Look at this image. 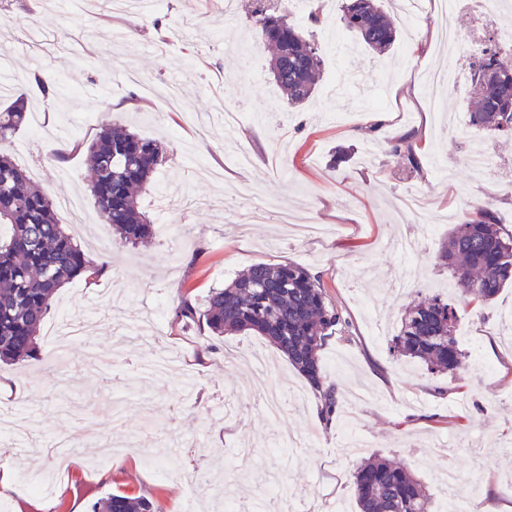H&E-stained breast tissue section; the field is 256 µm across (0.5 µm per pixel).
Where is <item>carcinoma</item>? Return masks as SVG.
<instances>
[{
  "instance_id": "cac0c4a2",
  "label": "carcinoma",
  "mask_w": 512,
  "mask_h": 512,
  "mask_svg": "<svg viewBox=\"0 0 512 512\" xmlns=\"http://www.w3.org/2000/svg\"><path fill=\"white\" fill-rule=\"evenodd\" d=\"M270 0H251V15L261 41L272 51L270 72L291 105L313 94L321 76L318 48L288 15L269 6ZM341 20L360 43L377 54L393 46L397 27L381 0H343ZM479 66V83H470L469 126L512 134V59L500 56L496 44L484 45L471 66ZM41 95L57 94L52 74L34 75ZM14 100L0 106V363L16 364L37 353L44 319L57 292L82 277L90 284L109 269L95 263L58 223L54 200L35 184L5 145L28 120L24 93L12 90ZM393 150L409 170L419 169L413 137L404 135ZM163 163V146L129 130L121 121L106 124L86 147L92 175L90 193L105 224L121 242L138 246L154 235V224L141 207V197L155 181ZM467 303H486L512 284V234L503 231L491 211L472 207L448 236L440 255ZM454 301L434 294L422 297L398 321L391 351L426 364L431 372L461 368L463 354L455 336ZM186 324L200 319L212 335L253 333L287 356L320 399L325 424L336 418L340 393L325 381L320 350L326 337L343 331L348 322L328 301L320 277L295 264L259 262L227 285L214 288L199 306L183 297L175 308ZM357 512H436L433 494L403 465L381 456L360 462L352 474ZM92 512H157L145 496L111 494Z\"/></svg>"
}]
</instances>
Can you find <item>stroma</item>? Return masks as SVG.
<instances>
[{
	"instance_id": "obj_1",
	"label": "stroma",
	"mask_w": 512,
	"mask_h": 512,
	"mask_svg": "<svg viewBox=\"0 0 512 512\" xmlns=\"http://www.w3.org/2000/svg\"><path fill=\"white\" fill-rule=\"evenodd\" d=\"M325 17L309 24L290 13L317 46L323 82L299 106L289 105L269 73L271 53L255 35L247 11L228 17L220 0H164L152 14L131 9L113 16L93 0H0V41L11 44L12 74L49 71L63 91L53 100L28 95L27 127L11 143L16 161L55 200L93 261L108 257L102 283L71 280L55 305L85 316V337L51 361L50 313L36 356L0 364V408H19L39 422L23 442L0 434V448L23 494L0 490L11 512H91L111 494L151 497L158 512H223L214 489L192 491L160 468L223 474L237 445L253 454L245 472L226 481L242 499L279 483L282 512H357L351 474L359 460L340 442L356 417L370 452L396 459L442 498V459L427 444L449 439L464 486H476V512L494 501L512 512V285L485 305L460 306L457 329L462 369L429 374L420 362L390 353L397 320L417 293L451 295L455 284L439 255L448 239V215L463 217L481 204L512 232V138L479 137L500 163L497 176L472 175L467 164L470 130L464 129L469 96L443 91L430 106L427 73L463 64L490 33L466 4L448 15L462 44L451 51L434 34L433 0H417L413 21L398 19L389 52L373 53L339 21V0H315ZM125 31L117 42L113 30ZM139 99L140 107L118 111ZM225 104L242 117L232 136L221 123L200 131L186 115ZM158 140L166 160L142 204L154 217L151 242L119 245L102 223L89 192L91 173L78 144L90 143L115 119ZM413 134L418 171L400 166L394 140ZM53 148L70 150L67 163ZM260 193L278 208L326 225L325 236L284 237L277 225H251L240 235L228 199ZM420 193L425 222H400L397 197ZM421 243L414 286L393 288L403 263L389 248L397 233ZM258 262L296 264L320 275L331 303L348 323L320 352L327 381L341 393L332 424L317 415L319 401L287 358L262 337L211 335L206 324L175 321L180 296L204 301L211 288L230 282ZM263 353L270 369L263 388L306 391L299 408L269 419L258 406L235 407L234 391L250 381L247 359ZM177 366L147 383L137 367L163 355ZM195 385L183 389L185 375ZM80 442L70 466L48 445ZM54 473L52 494L26 489L28 477Z\"/></svg>"
}]
</instances>
